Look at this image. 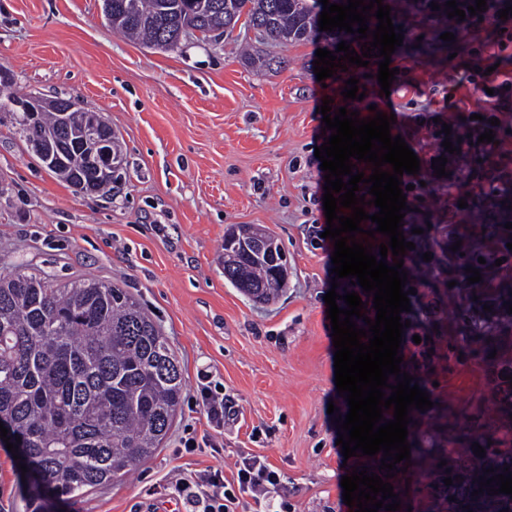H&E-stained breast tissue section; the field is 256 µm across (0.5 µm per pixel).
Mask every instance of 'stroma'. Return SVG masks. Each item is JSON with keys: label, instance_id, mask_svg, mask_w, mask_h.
<instances>
[{"label": "stroma", "instance_id": "stroma-1", "mask_svg": "<svg viewBox=\"0 0 512 512\" xmlns=\"http://www.w3.org/2000/svg\"><path fill=\"white\" fill-rule=\"evenodd\" d=\"M404 40L439 44L447 24L401 0H383ZM103 0H0V69L20 94L73 97L105 114L124 165L108 196L78 194L48 171L10 122L0 123V272L22 265L61 286L78 279L109 281L134 294L166 336L182 371L183 401L160 448L121 480L85 496L49 499L46 512H188L175 481L208 469L232 473L239 453L264 456L280 484L272 507L288 512H353L341 479L358 458H344L336 422L349 407L335 385L332 327L325 294L351 291L333 283V245L310 233L326 222L324 170L315 157L324 142V99L369 117L395 114L420 160L403 174L409 207L402 230L415 245L404 263L415 287L411 325L401 347L413 351L431 409L412 410L409 434L428 433L436 451L449 429L473 441L512 436V399L498 387L512 357V324L503 300L492 310L468 304L460 272L478 267L455 242L480 240L502 260L492 286L512 282V230L504 228L499 188L512 184V104L485 97L484 87L512 81V40L494 24L465 27L448 41L449 60L395 53L389 92L376 78L377 59L318 81L313 62L322 39L258 40L236 25L219 40L189 39L173 50L151 49L112 31ZM275 60L258 69L239 53ZM358 78L363 100L344 99ZM498 119V142L477 137ZM460 142L446 154L445 138ZM447 156L445 177L432 161ZM254 224L275 236L288 259V290L268 305L249 301L224 279L225 233ZM435 326L414 343L418 321ZM493 326L495 356L482 350L481 329ZM224 387L234 416L224 423L220 452L177 446L184 427L208 434L193 395L197 373ZM336 406L328 414V406ZM447 408V423L434 417ZM0 441V512H24L31 486L11 467Z\"/></svg>", "mask_w": 512, "mask_h": 512}]
</instances>
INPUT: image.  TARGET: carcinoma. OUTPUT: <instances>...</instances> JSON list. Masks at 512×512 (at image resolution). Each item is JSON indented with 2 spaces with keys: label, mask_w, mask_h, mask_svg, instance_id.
I'll return each mask as SVG.
<instances>
[{
  "label": "carcinoma",
  "mask_w": 512,
  "mask_h": 512,
  "mask_svg": "<svg viewBox=\"0 0 512 512\" xmlns=\"http://www.w3.org/2000/svg\"><path fill=\"white\" fill-rule=\"evenodd\" d=\"M112 29L169 50L200 33L217 37L245 19L258 37L308 41L319 32L320 0H110ZM28 97L9 96V117L52 173L74 191L105 193L117 176L97 168L76 141L87 109L68 99L66 116L53 109L28 112ZM253 227L224 235V279L256 303L286 288L284 249ZM183 377L156 322L126 289L100 280L55 288L50 274L17 268L0 274V421L21 439V450L59 496L78 497L127 475L166 438L178 410ZM426 485L424 512H512V495L483 492L480 476L512 467V446L473 453L468 434L453 437ZM492 468L493 474L484 470ZM453 484L445 485V477ZM455 500H450V497Z\"/></svg>",
  "instance_id": "carcinoma-1"
}]
</instances>
